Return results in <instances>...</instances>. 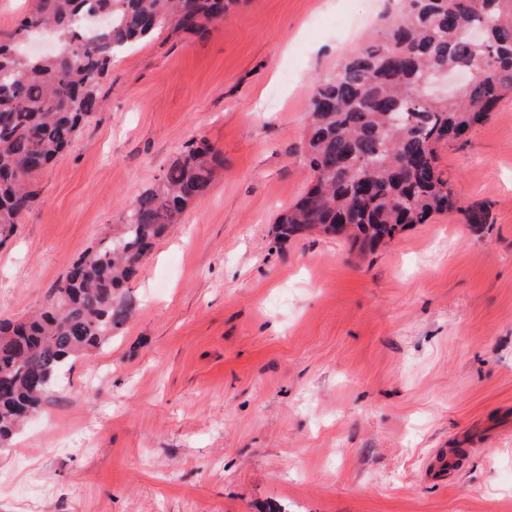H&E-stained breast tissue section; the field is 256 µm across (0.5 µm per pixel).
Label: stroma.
<instances>
[{
	"label": "stroma",
	"mask_w": 512,
	"mask_h": 512,
	"mask_svg": "<svg viewBox=\"0 0 512 512\" xmlns=\"http://www.w3.org/2000/svg\"><path fill=\"white\" fill-rule=\"evenodd\" d=\"M388 6L243 0L113 61L0 242V320L47 302L187 143L224 175L128 283L111 342L0 446V512H512V95L437 148L459 211L365 255L275 225L309 178L316 79ZM438 448L469 454L430 482Z\"/></svg>",
	"instance_id": "1"
}]
</instances>
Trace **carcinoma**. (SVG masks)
Returning a JSON list of instances; mask_svg holds the SVG:
<instances>
[{
    "label": "carcinoma",
    "instance_id": "obj_1",
    "mask_svg": "<svg viewBox=\"0 0 512 512\" xmlns=\"http://www.w3.org/2000/svg\"><path fill=\"white\" fill-rule=\"evenodd\" d=\"M237 0H34L0 36V242L37 198L35 176L71 145L98 107V78L120 53L163 28L206 35ZM51 26L59 52L22 58L26 23ZM439 68L475 71L453 98L427 92ZM512 94V0H402L369 38L316 82L304 160L307 190L281 215L279 235L318 231L374 249L405 225L463 211L437 165V147L465 142ZM223 162L205 141L190 143L140 194L112 234L71 263L37 314L0 320V444L38 413L68 360L98 350L125 324L124 295L158 241L205 195Z\"/></svg>",
    "mask_w": 512,
    "mask_h": 512
}]
</instances>
